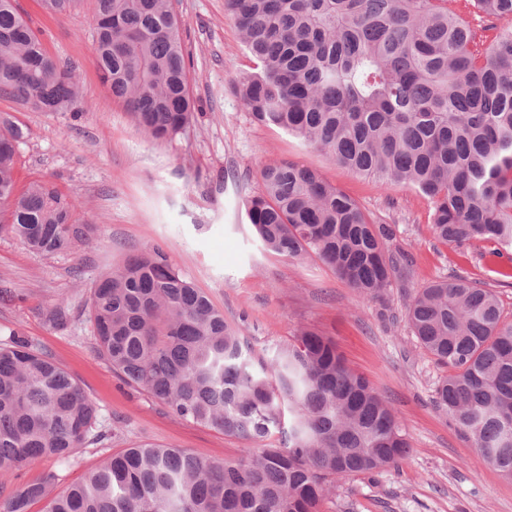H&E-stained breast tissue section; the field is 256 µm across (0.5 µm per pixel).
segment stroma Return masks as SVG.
<instances>
[{
  "mask_svg": "<svg viewBox=\"0 0 512 512\" xmlns=\"http://www.w3.org/2000/svg\"><path fill=\"white\" fill-rule=\"evenodd\" d=\"M17 5L40 30L47 52L74 67L82 87L73 112H35L0 95V118L28 131L17 148V183L23 188L49 180L75 195L92 230L89 242L51 256L0 234V342L17 333L51 354L98 406L97 428L105 438L68 461L43 459L22 468L8 489L49 471L65 488L113 453L144 442L212 460L238 456L242 441L176 419L125 384L94 351L86 315L92 281L129 256L159 247L241 330L253 358L272 357L299 328L323 331L394 410L411 444L408 456L378 473L339 478L325 512H512V480L485 463L435 406L436 386L450 369L420 346L405 318L419 288L464 275L492 290L512 320V279L502 276L512 263L484 241L440 243L430 204L419 192L383 189L294 136L255 122L234 90L251 62L224 0L175 2L197 110L164 142L148 139L102 83L92 0L61 16L46 14L39 0ZM280 160L319 170L386 227L387 249L410 267L385 303L359 298L319 262L266 251L252 234L243 202L258 191L261 169ZM60 302L70 319L56 327L49 314Z\"/></svg>",
  "mask_w": 512,
  "mask_h": 512,
  "instance_id": "stroma-1",
  "label": "stroma"
}]
</instances>
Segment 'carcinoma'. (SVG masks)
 <instances>
[{
  "label": "carcinoma",
  "instance_id": "obj_1",
  "mask_svg": "<svg viewBox=\"0 0 512 512\" xmlns=\"http://www.w3.org/2000/svg\"><path fill=\"white\" fill-rule=\"evenodd\" d=\"M84 0H41L70 15ZM0 0V94L38 112L80 99L75 70L45 51ZM253 66L235 91L252 118L381 187L430 201L437 239L512 245V0H224ZM100 78L153 141L195 112L175 0H94ZM27 130L0 120V234L54 255L89 241L78 200L49 181L20 190ZM246 202L253 234L286 259L320 262L359 297L384 302L397 273L386 230L315 169L264 166ZM95 351L176 418L246 442L232 461L142 445L53 495L52 471L0 496V512H323L337 478L397 464L410 444L393 409L335 342L302 328L254 367L244 338L208 295L155 248L89 288ZM422 348L453 369L438 385L482 458L512 479V320L463 276L419 289L406 313ZM288 411V444L255 448ZM98 407L50 354L0 344V489L19 468L98 444Z\"/></svg>",
  "mask_w": 512,
  "mask_h": 512
}]
</instances>
